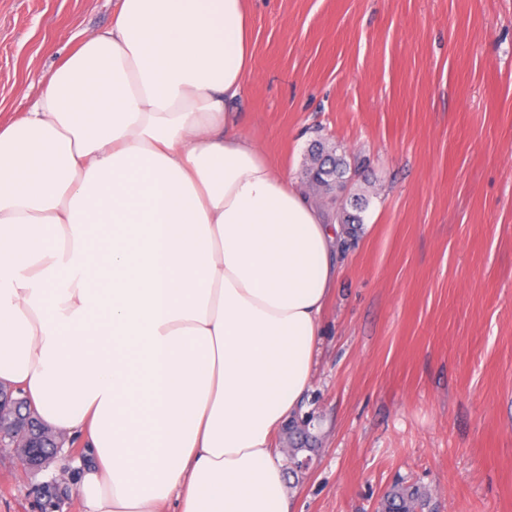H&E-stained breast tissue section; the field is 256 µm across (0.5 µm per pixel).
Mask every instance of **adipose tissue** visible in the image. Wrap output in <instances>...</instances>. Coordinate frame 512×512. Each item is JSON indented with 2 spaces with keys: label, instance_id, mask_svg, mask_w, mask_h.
<instances>
[{
  "label": "adipose tissue",
  "instance_id": "obj_1",
  "mask_svg": "<svg viewBox=\"0 0 512 512\" xmlns=\"http://www.w3.org/2000/svg\"><path fill=\"white\" fill-rule=\"evenodd\" d=\"M252 56L246 0H118L0 122V383L88 512H291L343 230L238 131Z\"/></svg>",
  "mask_w": 512,
  "mask_h": 512
}]
</instances>
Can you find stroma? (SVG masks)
<instances>
[{"mask_svg": "<svg viewBox=\"0 0 512 512\" xmlns=\"http://www.w3.org/2000/svg\"><path fill=\"white\" fill-rule=\"evenodd\" d=\"M116 0H0V119ZM237 128L289 181L322 135L369 192L323 315L296 512H382L394 485L433 512H512V0H248ZM69 447L42 471L0 447V512H86Z\"/></svg>", "mask_w": 512, "mask_h": 512, "instance_id": "1", "label": "stroma"}]
</instances>
